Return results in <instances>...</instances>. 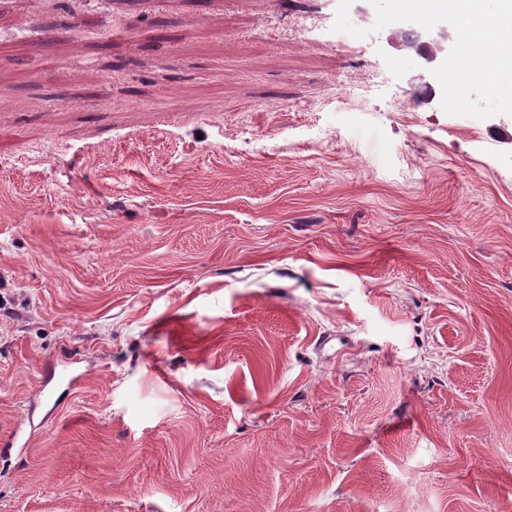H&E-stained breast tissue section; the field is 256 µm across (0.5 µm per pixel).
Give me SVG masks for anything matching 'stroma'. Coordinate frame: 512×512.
<instances>
[{
	"label": "stroma",
	"instance_id": "stroma-1",
	"mask_svg": "<svg viewBox=\"0 0 512 512\" xmlns=\"http://www.w3.org/2000/svg\"><path fill=\"white\" fill-rule=\"evenodd\" d=\"M67 2L130 39L0 0V512H512V115L339 0Z\"/></svg>",
	"mask_w": 512,
	"mask_h": 512
}]
</instances>
